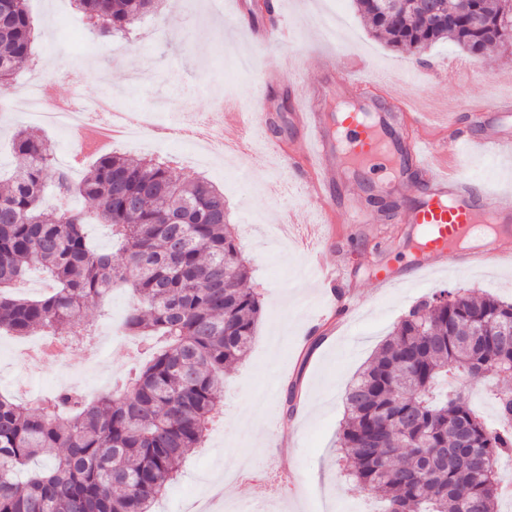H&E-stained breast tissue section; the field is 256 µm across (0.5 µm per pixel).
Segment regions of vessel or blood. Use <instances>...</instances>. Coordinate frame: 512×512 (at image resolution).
Masks as SVG:
<instances>
[{"label":"vessel or blood","mask_w":512,"mask_h":512,"mask_svg":"<svg viewBox=\"0 0 512 512\" xmlns=\"http://www.w3.org/2000/svg\"><path fill=\"white\" fill-rule=\"evenodd\" d=\"M286 68L282 62L264 72L261 109H226L225 140L241 139L250 124L268 126V91L279 84ZM321 72L320 89L305 95L304 107L296 112L300 149L287 147L273 138L268 145L275 154L287 159L289 168L313 191L327 196V216L341 217L346 224L364 223L365 216L358 206L337 201L334 196L343 170L372 172L384 191L411 184L409 203L396 210L390 221L417 231L425 258L404 274L379 271L375 279L378 286L395 282L413 285L436 260L455 268L483 258L491 260L512 254V199L477 188L460 173L470 152L494 158L511 153L512 138L494 134L473 138L454 131L457 113H470L477 122L483 121L489 112L508 114L512 112V97L487 100L477 107L462 100L448 113L420 112L408 97L396 98L386 91L368 96L369 83L362 67L351 60L322 57ZM333 86L344 89L351 100L347 115L334 124L329 123L321 106ZM310 268L317 285L330 297L316 318V325L343 317L356 299L345 289L341 266L326 261L322 252L315 251Z\"/></svg>","instance_id":"vessel-or-blood-1"}]
</instances>
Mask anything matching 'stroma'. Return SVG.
I'll use <instances>...</instances> for the list:
<instances>
[{"instance_id": "1", "label": "stroma", "mask_w": 512, "mask_h": 512, "mask_svg": "<svg viewBox=\"0 0 512 512\" xmlns=\"http://www.w3.org/2000/svg\"><path fill=\"white\" fill-rule=\"evenodd\" d=\"M253 0H176L147 15L126 39H114L102 51L100 37L88 34L69 0H28L35 23L36 50L44 66L58 67V95L93 100L111 95L123 111L157 112L176 123L184 116L205 122L218 101L251 107L262 69L276 59L294 66L271 94L275 114L268 128L254 130L255 147L243 167L229 162L202 172L192 148L175 141H142L125 146L126 154L180 155L174 169L182 178L208 177L224 192L228 220L234 224L245 258L252 267L249 288L258 294L262 313L245 356L224 376L223 403L210 421L201 448L182 463L178 480L158 500L155 512H184L187 501L202 493V480L222 476L230 460L246 462L266 476L264 494L247 481L228 484L237 503L262 500L266 512H377L378 494L360 489L346 476L338 444L345 392L352 378L371 360L407 310L441 289H465L474 296L492 294L512 302V258L497 265L458 271H430L418 285L376 292L370 273L377 260L406 266L410 251L397 248L400 224H372L367 236L350 237L344 225L322 220L321 204L281 159L265 149L273 137L298 145L291 119L303 85L320 80L324 53L341 50L364 61L370 77L389 82L401 69H417L410 85L416 102L453 106L460 99L480 103L488 86L497 96H512V55L490 49L470 55L450 42L427 49L425 66L373 37L354 0H273L290 27L288 40L255 47L248 24ZM338 13L344 37L329 41L320 31L323 16ZM30 71L20 72L16 94L0 93V170L9 171L13 134L27 128L51 144L57 161H68L80 135L76 128H53L26 117L20 107ZM476 186L512 192V155L489 159L470 156L464 170ZM340 252L346 274L355 277L362 303L350 323L325 325L310 333L311 319L328 298L301 272L310 249ZM81 363L43 364L26 375L13 356V339L0 335V393L22 399L27 389L44 395L83 378ZM296 387L295 411L285 405ZM296 478L283 491L282 474Z\"/></svg>"}]
</instances>
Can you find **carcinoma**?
Segmentation results:
<instances>
[{"mask_svg": "<svg viewBox=\"0 0 512 512\" xmlns=\"http://www.w3.org/2000/svg\"><path fill=\"white\" fill-rule=\"evenodd\" d=\"M88 27L124 37L164 0H72ZM372 33L396 50L422 52L448 40L478 56L509 47L508 0H439L456 22L429 14L426 0H356ZM481 14L482 29L470 25ZM27 0H0V91L34 64ZM12 174L0 178V331L74 336L83 310L114 288L132 296L124 323L152 340L122 386L88 402L73 389L35 406L0 394V512H153L222 399L224 371L252 342L261 305L243 287L251 269L224 193L185 181L163 161L106 153L79 181L48 142L19 130ZM80 195L112 230L98 249ZM54 210L53 219L44 210ZM47 274L38 297L12 291L27 273ZM512 302L446 289L412 306L346 393L339 440L348 477L381 493L386 512H498L496 466L512 453V388L489 391L499 424L470 405L461 374L512 373Z\"/></svg>", "mask_w": 512, "mask_h": 512, "instance_id": "carcinoma-1", "label": "carcinoma"}]
</instances>
